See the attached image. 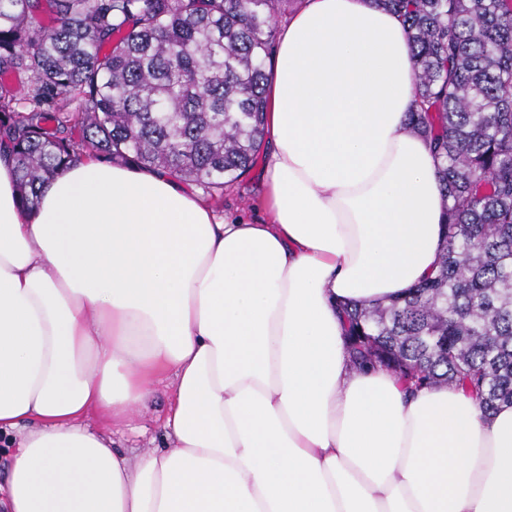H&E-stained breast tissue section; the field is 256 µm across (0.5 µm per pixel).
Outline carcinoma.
<instances>
[{
    "label": "carcinoma",
    "instance_id": "carcinoma-1",
    "mask_svg": "<svg viewBox=\"0 0 512 512\" xmlns=\"http://www.w3.org/2000/svg\"><path fill=\"white\" fill-rule=\"evenodd\" d=\"M290 2L0 0V138L22 205L79 149L222 198L258 159ZM379 2L407 25L418 109L406 126L427 140L449 204L435 274L343 311L346 350L358 371L384 368L414 389L454 384L489 414L512 404V0ZM42 5L48 30L31 22ZM15 70L28 113L5 80ZM68 93L81 111H50Z\"/></svg>",
    "mask_w": 512,
    "mask_h": 512
}]
</instances>
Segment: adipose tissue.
I'll list each match as a JSON object with an SVG mask.
<instances>
[{"instance_id":"obj_1","label":"adipose tissue","mask_w":512,"mask_h":512,"mask_svg":"<svg viewBox=\"0 0 512 512\" xmlns=\"http://www.w3.org/2000/svg\"><path fill=\"white\" fill-rule=\"evenodd\" d=\"M276 43L263 223L86 155L29 210L0 145L6 512H512V406L406 392L345 350L340 304L387 302L442 251L405 24L303 0ZM166 375L176 448L132 463L85 425Z\"/></svg>"}]
</instances>
